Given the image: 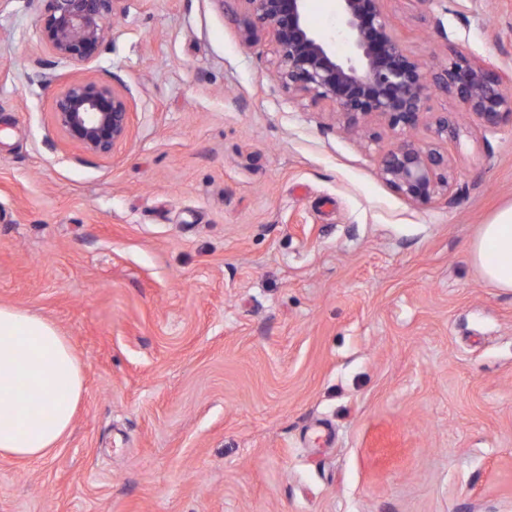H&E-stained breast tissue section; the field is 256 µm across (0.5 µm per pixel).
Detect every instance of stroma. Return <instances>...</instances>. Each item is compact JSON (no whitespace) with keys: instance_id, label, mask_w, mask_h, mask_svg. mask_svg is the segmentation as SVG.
I'll return each instance as SVG.
<instances>
[{"instance_id":"1","label":"stroma","mask_w":512,"mask_h":512,"mask_svg":"<svg viewBox=\"0 0 512 512\" xmlns=\"http://www.w3.org/2000/svg\"><path fill=\"white\" fill-rule=\"evenodd\" d=\"M434 64L512 74V0H383ZM240 0H132L99 59L45 54L0 0V305L83 364L55 452L0 456V512H512V292L470 260L512 205V122L429 121L452 159L426 205L379 171L398 135L289 98ZM128 91L110 157L68 142L71 81Z\"/></svg>"}]
</instances>
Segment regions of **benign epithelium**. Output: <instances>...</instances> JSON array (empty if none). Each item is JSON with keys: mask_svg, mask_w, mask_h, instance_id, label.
Masks as SVG:
<instances>
[{"mask_svg": "<svg viewBox=\"0 0 512 512\" xmlns=\"http://www.w3.org/2000/svg\"><path fill=\"white\" fill-rule=\"evenodd\" d=\"M39 38L53 69L60 63L83 66L99 58L112 17L132 0H36ZM248 20L242 32L250 45L257 29L276 46V74L288 93L313 103L332 104L346 128L366 130L377 118L406 134L424 114L432 89L453 96L463 111L486 128L512 118V86L496 66L457 54L445 66H428L396 38L382 0H338L341 35L347 52L307 21L306 0H241ZM131 98L96 80L68 83L54 103L57 128L85 153L109 157L131 132ZM435 134L458 135L456 118L434 113ZM450 160L436 147L410 138L384 153L380 172L405 199L428 204L450 189Z\"/></svg>", "mask_w": 512, "mask_h": 512, "instance_id": "benign-epithelium-1", "label": "benign epithelium"}]
</instances>
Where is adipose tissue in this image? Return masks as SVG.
I'll list each match as a JSON object with an SVG mask.
<instances>
[{"mask_svg":"<svg viewBox=\"0 0 512 512\" xmlns=\"http://www.w3.org/2000/svg\"><path fill=\"white\" fill-rule=\"evenodd\" d=\"M485 280L512 291V206L470 248ZM83 391L82 364L50 320L0 305V456L43 458L68 434Z\"/></svg>","mask_w":512,"mask_h":512,"instance_id":"adipose-tissue-1","label":"adipose tissue"}]
</instances>
